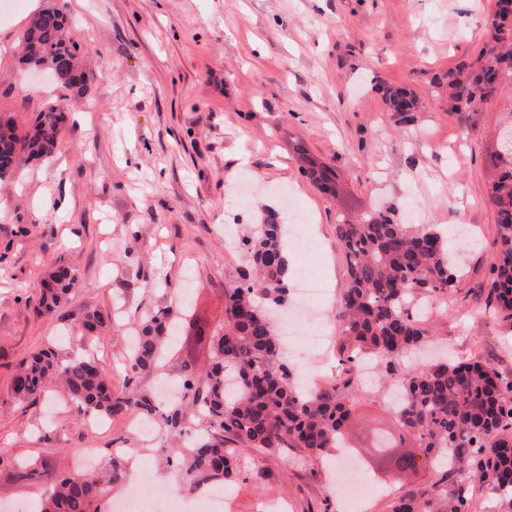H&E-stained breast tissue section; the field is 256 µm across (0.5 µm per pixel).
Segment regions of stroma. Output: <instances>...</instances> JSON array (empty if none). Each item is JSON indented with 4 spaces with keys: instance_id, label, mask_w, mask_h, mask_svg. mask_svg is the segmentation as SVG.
Instances as JSON below:
<instances>
[{
    "instance_id": "obj_1",
    "label": "stroma",
    "mask_w": 512,
    "mask_h": 512,
    "mask_svg": "<svg viewBox=\"0 0 512 512\" xmlns=\"http://www.w3.org/2000/svg\"><path fill=\"white\" fill-rule=\"evenodd\" d=\"M54 6L91 74L83 104L48 74L20 64L18 44L33 5ZM494 0H0V116L26 132L47 107L69 108L67 128L45 162L0 180V512L36 500L55 480L75 474L81 449L106 463L123 438H135L140 476L166 481L148 437L126 419L96 428L78 421L58 392L30 406L13 402L18 362L49 345L79 351L74 314L94 308L112 321L92 344L115 389L126 379L125 342L150 307H180L210 328L224 320V279L243 266L234 239L277 207L276 189L293 193L308 216L306 253L330 279L327 317H335L347 279L336 237L338 217L355 221L390 204L416 224L464 225L475 240L455 267L460 289L421 320L437 348L456 359L480 355L512 373V325L489 318L482 288L496 258V225L487 191L498 169L495 115L512 112L503 85L460 126L433 78L484 47ZM417 98V119L395 123L379 86ZM336 180L328 196L306 177L307 159ZM72 264L78 284L48 318L31 309L41 280ZM206 368L204 345L167 353L159 372L140 377L153 390L175 381L182 362ZM316 386L351 379L362 398L347 427L356 454L375 462L373 430L397 425L379 375L345 374L335 343L298 368ZM33 478L11 480L20 459ZM330 459L287 449L250 453L225 483L229 512H256L263 501L290 512H321L340 493ZM434 480L382 469L365 512H387L388 493Z\"/></svg>"
}]
</instances>
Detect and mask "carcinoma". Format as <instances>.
Segmentation results:
<instances>
[{"label":"carcinoma","instance_id":"cac0c4a2","mask_svg":"<svg viewBox=\"0 0 512 512\" xmlns=\"http://www.w3.org/2000/svg\"><path fill=\"white\" fill-rule=\"evenodd\" d=\"M507 8L486 21V45L475 56L448 69V112L475 110L501 84L494 68L512 67V28H505ZM78 45L69 37L66 14L47 7L34 15L22 38L21 63L56 69L60 85L85 93L89 76L73 77ZM392 118L414 121L417 100L402 89H383ZM64 111L54 106L40 113L33 128L17 131L0 121V179L20 164L49 157L64 134ZM492 157L502 171L491 185L488 201L495 212L497 259L486 283L488 314L512 322V165L502 149ZM310 180L332 191L331 176L315 166ZM336 236L345 256L348 281L336 314L338 335L383 360L386 378L400 386L401 404L393 410L399 430L383 438L401 448L410 435L421 450L422 464L439 479L391 499L388 512H473L471 487L480 483L512 504V376L502 375L478 356L433 365L407 362L423 346L425 331L411 306L417 299L440 300L460 288V275L449 258L448 239L431 226L409 224L400 210L388 207L356 223L337 220ZM249 269L224 280V325L199 337H213L210 369L200 377L182 366L180 401L161 405L136 383L155 372L172 336L183 335L171 307L146 310L135 346L128 357L121 391L91 353L73 356L60 348L42 349L19 363L10 391L17 403H34L50 386L61 389L76 419L158 420L162 430L178 438L196 433L189 444L168 443L160 457L175 466L178 491L201 496L236 475L244 454L274 455L298 448L320 458L344 441L345 427L361 404L351 380L302 395L288 364L271 313L284 301L290 277L285 217L268 213L243 238ZM77 280L75 269L59 265L44 282L33 310L50 316L66 304ZM106 324L95 310L81 315L80 340L90 341ZM386 463L405 473L416 469L414 455L394 453ZM129 455L118 451L104 467L84 478H63L44 491L38 512H101L103 487L124 483Z\"/></svg>","mask_w":512,"mask_h":512}]
</instances>
